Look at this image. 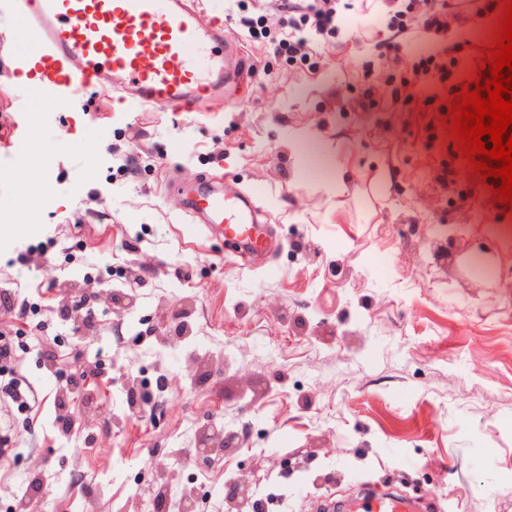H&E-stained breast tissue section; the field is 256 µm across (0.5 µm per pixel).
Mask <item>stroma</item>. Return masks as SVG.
Listing matches in <instances>:
<instances>
[{"instance_id": "stroma-1", "label": "stroma", "mask_w": 512, "mask_h": 512, "mask_svg": "<svg viewBox=\"0 0 512 512\" xmlns=\"http://www.w3.org/2000/svg\"><path fill=\"white\" fill-rule=\"evenodd\" d=\"M244 16L282 31V0H201L202 25ZM377 5L309 72L243 42L244 91L209 112H175L108 84L49 103L17 84L16 0H0V288L24 320L0 333L40 391L35 419L0 403L13 431L0 512L31 478V512H228L241 482L257 512H316L384 491L440 512H512V213L455 149L444 112H372L390 96L386 59L462 44L473 79L491 39L472 22L388 44ZM319 140L302 144L296 131ZM132 157L134 175L120 165ZM42 168L31 205L21 172ZM345 169L347 192L326 188ZM216 179L259 191L268 251L239 263L215 225L187 223L171 182ZM135 298L113 307L115 293ZM94 312L77 341L61 309ZM52 348L45 368L37 350ZM91 402L54 399L75 367ZM155 391L140 415L131 388ZM230 451L198 463L199 437ZM204 451L201 460L208 462L211 460L212 455H224V450L228 447V440L224 436V431L211 427L203 431Z\"/></svg>"}]
</instances>
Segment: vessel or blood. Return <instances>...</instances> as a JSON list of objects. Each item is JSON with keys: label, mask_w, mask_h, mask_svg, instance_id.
<instances>
[{"label": "vessel or blood", "mask_w": 512, "mask_h": 512, "mask_svg": "<svg viewBox=\"0 0 512 512\" xmlns=\"http://www.w3.org/2000/svg\"><path fill=\"white\" fill-rule=\"evenodd\" d=\"M19 49L39 77L42 94L96 84L105 71L121 74L141 103L159 100L182 112L202 111L242 84L245 58L222 24L199 27L186 0H18ZM185 213L196 224H218L250 254L262 244L251 230L261 221L254 195L208 181L180 186ZM355 512H420L417 503L373 494Z\"/></svg>", "instance_id": "b4317fda"}]
</instances>
